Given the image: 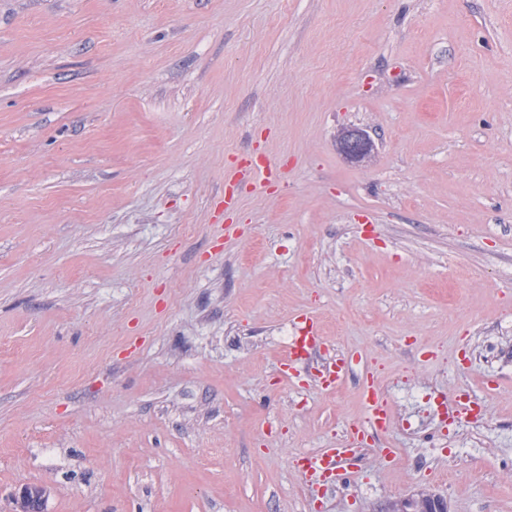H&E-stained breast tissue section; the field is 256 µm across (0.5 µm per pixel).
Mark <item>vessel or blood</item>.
I'll use <instances>...</instances> for the list:
<instances>
[{"instance_id": "b4317fda", "label": "vessel or blood", "mask_w": 512, "mask_h": 512, "mask_svg": "<svg viewBox=\"0 0 512 512\" xmlns=\"http://www.w3.org/2000/svg\"><path fill=\"white\" fill-rule=\"evenodd\" d=\"M295 324L297 334L284 360L285 366L289 368L325 350L316 316H298ZM357 363V358L345 354L321 363L311 375L314 388L320 391L337 388L354 371ZM362 396L366 414L364 423L351 425L337 446L302 457L299 472L306 486L317 483L332 485L341 481L347 469L360 458L365 442L391 429L393 414L386 391L368 380L362 388Z\"/></svg>"}]
</instances>
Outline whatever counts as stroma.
<instances>
[{
    "label": "stroma",
    "instance_id": "stroma-1",
    "mask_svg": "<svg viewBox=\"0 0 512 512\" xmlns=\"http://www.w3.org/2000/svg\"><path fill=\"white\" fill-rule=\"evenodd\" d=\"M242 154L282 180L218 211ZM303 313L398 406L338 494L293 462L362 422L363 374L283 367ZM461 386L485 419L407 433ZM33 487L42 512H512V0H0V512ZM360 360L355 356L340 354L314 368L311 375L312 385L319 391L337 388L355 370ZM448 505L440 496L419 492L411 497L391 501L380 512H447Z\"/></svg>",
    "mask_w": 512,
    "mask_h": 512
}]
</instances>
